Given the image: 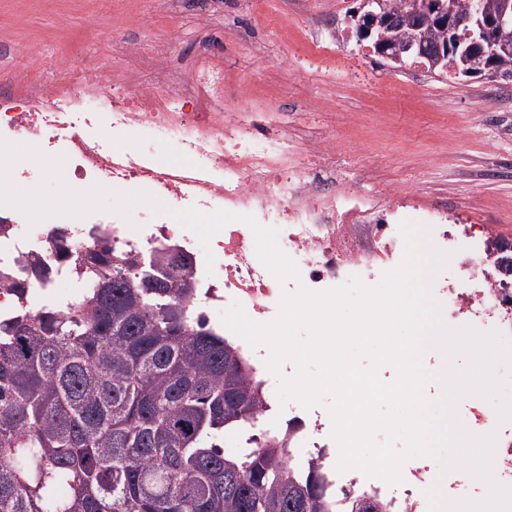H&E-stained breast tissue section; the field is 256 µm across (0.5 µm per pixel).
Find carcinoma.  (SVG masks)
Wrapping results in <instances>:
<instances>
[{
    "label": "carcinoma",
    "mask_w": 512,
    "mask_h": 512,
    "mask_svg": "<svg viewBox=\"0 0 512 512\" xmlns=\"http://www.w3.org/2000/svg\"><path fill=\"white\" fill-rule=\"evenodd\" d=\"M392 35L356 29L396 68L475 76L452 42L439 58L400 55ZM61 257L82 292L0 316V512H389L369 492L339 497L314 460L285 466L288 436L255 431L267 394L189 305L185 256L98 237ZM52 274L35 256L0 283L26 301ZM226 432L245 447H222Z\"/></svg>",
    "instance_id": "carcinoma-1"
}]
</instances>
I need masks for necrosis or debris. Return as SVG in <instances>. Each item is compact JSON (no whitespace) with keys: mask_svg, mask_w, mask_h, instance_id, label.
<instances>
[{"mask_svg":"<svg viewBox=\"0 0 512 512\" xmlns=\"http://www.w3.org/2000/svg\"><path fill=\"white\" fill-rule=\"evenodd\" d=\"M64 82L66 91L52 92L35 74L25 94L0 97V144H33L47 161L37 172L16 166L8 184L0 185V211L7 214L0 224V267L18 270L21 260L36 255L57 264L53 235L62 236L66 249L78 251L92 246L100 231L132 252L174 248L197 256L194 233L172 226L163 214L149 213L144 226L134 229L117 219L94 225L84 214L26 208L12 183L49 175L50 162L60 156L68 162L73 187L136 186L175 209H223L278 228L280 247L297 264L303 284L313 290L341 286L354 275L369 282L379 273L371 252L350 235L351 225H363L386 262L402 258L404 243L395 230L403 218L398 204L389 203L388 215L379 219L359 198L329 200L312 192L311 184L328 172V165L310 169L296 164L287 137L266 131L265 113H254L245 122L225 117L224 70L212 61L187 73L161 62L126 76L82 70L66 73ZM130 130L175 144L177 160L161 165L145 150L113 148L112 136ZM447 221L436 211L420 217L429 243L458 260L477 285L458 288L449 282L435 292V299L447 307L445 321L452 329L511 334L512 279L499 273L486 240L451 234ZM211 250L214 272L201 277L195 307L208 312L232 298L255 319L264 320L282 287L257 260L250 236L241 225H227ZM284 414L298 424L289 437L292 451L286 461H294L297 448L305 449L307 458L325 461L334 443L322 435L321 414L306 416L297 406ZM466 431L494 437L493 475L512 487V429H503L495 406L470 396ZM429 477L430 467L421 461L394 487L366 485L355 470L335 473L333 484L341 495L369 489L392 504L394 512H422L421 490Z\"/></svg>","mask_w":512,"mask_h":512,"instance_id":"1","label":"necrosis or debris"}]
</instances>
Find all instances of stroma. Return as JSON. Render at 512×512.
I'll use <instances>...</instances> for the list:
<instances>
[{
    "label": "stroma",
    "mask_w": 512,
    "mask_h": 512,
    "mask_svg": "<svg viewBox=\"0 0 512 512\" xmlns=\"http://www.w3.org/2000/svg\"><path fill=\"white\" fill-rule=\"evenodd\" d=\"M360 0H171L168 26L156 0H0V95L25 90L31 68L56 89L68 68L117 74L130 62L125 45L148 62L158 43L170 46L173 65L191 68L218 52L227 78L225 111L239 119L269 114L288 135L295 158L322 155L336 164L329 195L354 193L375 206L398 200L408 215L447 214L453 227L512 242V81L484 76L451 80L424 66H390L355 35ZM122 44H115L113 30ZM330 41L331 61L311 54L313 41ZM65 162L16 195L41 209H65L98 220L112 218L126 187L86 185L62 192ZM440 396L449 376L464 370V355L428 349Z\"/></svg>",
    "instance_id": "obj_1"
}]
</instances>
